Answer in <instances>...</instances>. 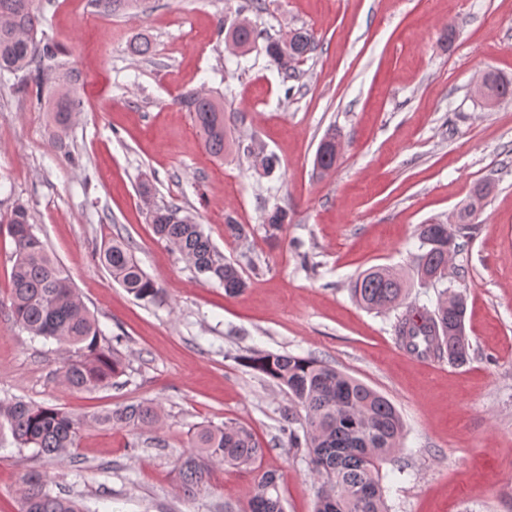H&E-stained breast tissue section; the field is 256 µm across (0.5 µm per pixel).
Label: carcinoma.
I'll return each mask as SVG.
<instances>
[{
	"mask_svg": "<svg viewBox=\"0 0 512 512\" xmlns=\"http://www.w3.org/2000/svg\"><path fill=\"white\" fill-rule=\"evenodd\" d=\"M91 5L109 13L127 12L139 0H90ZM40 20L34 0H0V70L22 73L18 89L36 88L42 96L46 87H59L53 99L56 133L64 131L73 114L80 110V74L60 61L61 47L37 37ZM242 49L264 42L269 62L287 78L295 64L317 49L313 33L299 28L284 39H273L250 21L243 20L226 33ZM494 94L487 100L512 97V81L492 75ZM178 104L193 113L206 149L224 156V98L205 92H188ZM486 187L477 188L470 202L458 213L457 232L473 229L467 220L481 207ZM160 240L192 264L196 274L216 278L229 296L247 286L240 267L217 254L204 235L196 217L177 204L154 206L147 213ZM288 223V211L275 207L265 217L268 236L275 237ZM14 243L11 255L9 310L16 324L31 336L54 340L73 351L61 368L63 385L73 391L104 387L122 372V357L100 344L98 321L79 298L70 278L35 233L26 205L18 203L7 219ZM455 232V233H457ZM449 224L419 226L420 253L414 257L418 280L436 276L429 283H441L448 259L458 247ZM113 279L135 297L154 298L160 293L155 281L139 266L131 246L114 240L101 254ZM406 282L389 267L375 266L360 273L351 288L352 297L369 311L394 310L402 305ZM466 306L462 298L448 303V290L439 293L432 311L409 304L396 317L395 336L407 349L417 350L416 338L425 337V355L448 356V362L463 365L470 359L464 332ZM255 369L288 389L293 408L283 414L281 431L288 435V447L304 448L320 488L315 512H385L381 486V465L400 445L403 424L395 406L383 395L313 357L257 351L247 357ZM92 421L103 427H138L159 421L155 406L129 404L97 415ZM300 424L295 428L294 424ZM87 420L53 406L23 400L0 401V428L8 429L18 448L63 460L78 446ZM191 448L178 464L184 491L205 486L215 463L230 467L248 466L264 454L250 430L243 426L201 425L191 436ZM20 512H86L75 497H64L49 489L40 474L21 477ZM245 512H284L280 476L273 470L258 475Z\"/></svg>",
	"mask_w": 512,
	"mask_h": 512,
	"instance_id": "obj_1",
	"label": "carcinoma"
}]
</instances>
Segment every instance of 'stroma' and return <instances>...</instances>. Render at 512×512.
Segmentation results:
<instances>
[{
    "label": "stroma",
    "mask_w": 512,
    "mask_h": 512,
    "mask_svg": "<svg viewBox=\"0 0 512 512\" xmlns=\"http://www.w3.org/2000/svg\"><path fill=\"white\" fill-rule=\"evenodd\" d=\"M255 1L148 0L132 16L35 0L43 33L81 74L83 107L55 138L46 105L0 74V299L14 248L1 219L22 203L124 373L111 386L66 389L57 343L32 338L0 307V400L88 417L150 402L161 423L88 425L62 461L0 432V512H19L28 472L91 512L238 510L268 469L281 476L285 512H314L308 455L280 430L288 394L241 363L251 351L317 358L395 405L404 431L382 465L388 512H512V98L490 103L475 91L480 72L512 78V0H259V12ZM245 17L274 36L313 32L318 47L297 78L262 48L226 50L227 30ZM143 36L146 59L131 51ZM190 90L224 97L223 157L176 102ZM331 131L342 149L322 177L314 159ZM248 145L278 156L273 176ZM481 183L491 191L444 281L467 305L470 360L419 359L397 342L394 314L361 308L350 286L388 266L407 274L408 301L434 308L436 290L412 275L417 228L448 222ZM172 202L240 265V295L196 275L155 234L148 204ZM276 206L288 222L271 240L262 217ZM230 216L247 241L225 234ZM119 238L159 285L156 300L136 299L100 260ZM229 422L250 429L264 456L214 465L208 486L185 496L176 466L194 429Z\"/></svg>",
    "instance_id": "stroma-1"
}]
</instances>
